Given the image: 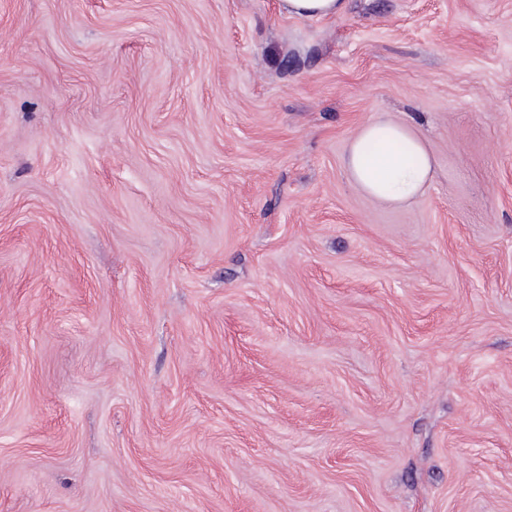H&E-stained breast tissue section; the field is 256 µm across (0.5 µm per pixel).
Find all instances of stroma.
<instances>
[{"label": "stroma", "mask_w": 512, "mask_h": 512, "mask_svg": "<svg viewBox=\"0 0 512 512\" xmlns=\"http://www.w3.org/2000/svg\"><path fill=\"white\" fill-rule=\"evenodd\" d=\"M0 512H512V0H0ZM346 0H281V10L299 18H324L345 12ZM414 156L410 160L404 145ZM374 144L373 146L368 144ZM368 145V147H367ZM368 148V150H367ZM350 179L365 194L384 203L404 204L421 197L429 188L434 160L424 140L406 124L379 117L368 122L350 141L344 157Z\"/></svg>", "instance_id": "1"}]
</instances>
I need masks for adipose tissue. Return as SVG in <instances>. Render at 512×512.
<instances>
[{
	"label": "adipose tissue",
	"mask_w": 512,
	"mask_h": 512,
	"mask_svg": "<svg viewBox=\"0 0 512 512\" xmlns=\"http://www.w3.org/2000/svg\"><path fill=\"white\" fill-rule=\"evenodd\" d=\"M399 142L407 145L413 162H405L395 152L394 146ZM344 168L368 196L384 203L404 204L427 191L434 160L424 140L409 126L380 117L362 126L350 141Z\"/></svg>",
	"instance_id": "obj_1"
}]
</instances>
